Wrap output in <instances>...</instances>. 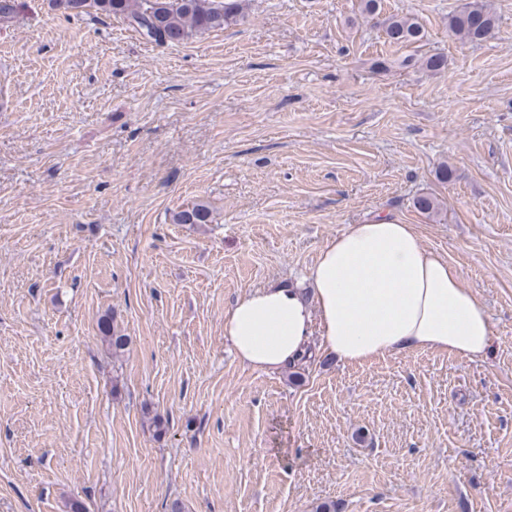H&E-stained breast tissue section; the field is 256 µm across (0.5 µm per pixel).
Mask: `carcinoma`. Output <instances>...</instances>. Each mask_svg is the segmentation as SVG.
<instances>
[{"label": "carcinoma", "instance_id": "1", "mask_svg": "<svg viewBox=\"0 0 512 512\" xmlns=\"http://www.w3.org/2000/svg\"><path fill=\"white\" fill-rule=\"evenodd\" d=\"M54 6L74 16L95 14L123 16L127 24L159 45H177L190 36L222 28L242 14L241 0H53ZM496 16L485 0H469L448 17V28L463 42H477L494 30ZM385 35L393 44L422 41V26L411 17L389 16L383 20ZM420 213L433 217L438 203L430 195H420L413 201ZM176 224H209L210 207L198 202L174 215ZM99 332L104 342L119 355L126 351L129 337L107 318L101 319Z\"/></svg>", "mask_w": 512, "mask_h": 512}]
</instances>
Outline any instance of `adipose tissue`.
<instances>
[{
    "label": "adipose tissue",
    "instance_id": "obj_1",
    "mask_svg": "<svg viewBox=\"0 0 512 512\" xmlns=\"http://www.w3.org/2000/svg\"><path fill=\"white\" fill-rule=\"evenodd\" d=\"M310 290L272 282L224 315L242 365L271 373L310 346L344 364L431 350L470 360L492 343L488 315L445 257L391 215L350 224L321 250Z\"/></svg>",
    "mask_w": 512,
    "mask_h": 512
}]
</instances>
